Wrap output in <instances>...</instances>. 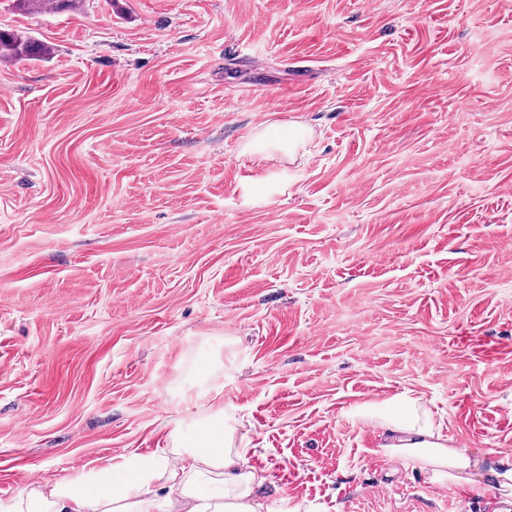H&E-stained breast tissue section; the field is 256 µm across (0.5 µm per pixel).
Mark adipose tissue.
I'll return each instance as SVG.
<instances>
[{"label": "adipose tissue", "instance_id": "adipose-tissue-1", "mask_svg": "<svg viewBox=\"0 0 512 512\" xmlns=\"http://www.w3.org/2000/svg\"><path fill=\"white\" fill-rule=\"evenodd\" d=\"M276 129L268 124L247 143V152L286 156L310 134L300 122L290 123L283 137ZM359 413L391 435L386 455L425 472L434 486L471 483L476 460L465 449L449 447L420 397L404 393L395 411L368 402ZM168 437L174 456L132 453L75 481L45 478L37 486H24L18 512H301V503L286 495L273 507L258 499L256 490L267 477L248 466V450L237 447L223 411L177 424Z\"/></svg>", "mask_w": 512, "mask_h": 512}]
</instances>
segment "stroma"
I'll return each instance as SVG.
<instances>
[{
    "mask_svg": "<svg viewBox=\"0 0 512 512\" xmlns=\"http://www.w3.org/2000/svg\"><path fill=\"white\" fill-rule=\"evenodd\" d=\"M0 28V512L223 410L310 512H481L382 452L512 456V8L82 0ZM305 123L283 159L244 154ZM210 392L195 405L199 388ZM51 52L50 46L42 41L25 37L15 31L0 30V59L37 61ZM412 394L401 396L397 411L385 403L368 402L359 407V414L391 435L392 442L382 448L386 455L425 472L434 486L474 485L471 476L477 461L458 442L451 441L455 448L448 447L440 424L423 400Z\"/></svg>",
    "mask_w": 512,
    "mask_h": 512,
    "instance_id": "35a3bbf8",
    "label": "stroma"
}]
</instances>
